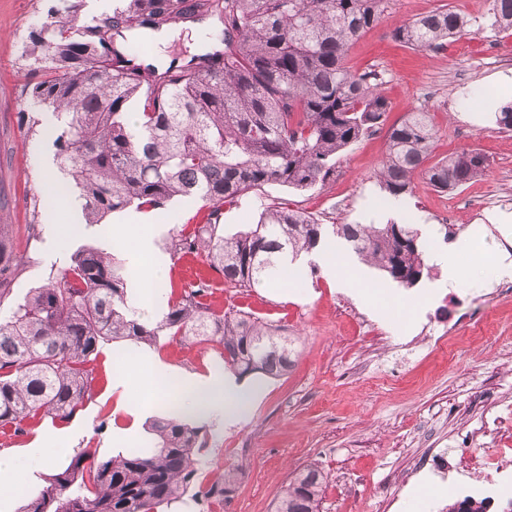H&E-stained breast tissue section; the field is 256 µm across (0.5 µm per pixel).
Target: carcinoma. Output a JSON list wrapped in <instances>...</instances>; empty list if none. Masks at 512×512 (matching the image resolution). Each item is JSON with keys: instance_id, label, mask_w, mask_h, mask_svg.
I'll use <instances>...</instances> for the list:
<instances>
[{"instance_id": "obj_1", "label": "carcinoma", "mask_w": 512, "mask_h": 512, "mask_svg": "<svg viewBox=\"0 0 512 512\" xmlns=\"http://www.w3.org/2000/svg\"><path fill=\"white\" fill-rule=\"evenodd\" d=\"M84 0H56L21 43L23 92L53 113L60 172L82 200L86 223L128 208L161 210L198 197L205 211L172 239L174 254H201L239 288L277 282L287 261L312 252L324 227L302 211L271 205L258 222L224 236V204L280 185L308 190L336 171L339 153L385 121L379 84L345 66L349 45L378 22L390 0H118L112 15L80 19ZM217 17V45L185 62L139 63L128 37L159 32L188 17ZM491 26L512 31V0H490ZM469 21L448 6L396 27L393 38L439 50ZM140 103L131 115L130 105ZM435 131L426 112L391 127L379 177L394 199L415 176L442 191L480 175L484 154L464 150L426 165ZM336 238L404 288L429 267L410 224H336ZM28 264L11 225L0 224V303ZM130 267L95 246L0 317V434L16 435L46 419L65 421L92 398L85 363L104 342L155 345L168 336L215 341L224 363L246 376L276 378L292 366L297 339L248 313L206 303L214 283L202 277L169 304L158 322L127 303ZM148 448L107 460L83 451L30 497L22 512H162L196 485L206 444L202 428L177 418L153 420ZM234 471L205 491L224 498ZM325 477L315 465L296 473L275 512H319ZM448 512H487L465 498Z\"/></svg>"}]
</instances>
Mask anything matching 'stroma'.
Returning <instances> with one entry per match:
<instances>
[{"label":"stroma","instance_id":"stroma-1","mask_svg":"<svg viewBox=\"0 0 512 512\" xmlns=\"http://www.w3.org/2000/svg\"><path fill=\"white\" fill-rule=\"evenodd\" d=\"M54 0H0V213L14 228L18 250L31 263L12 284L14 297L58 273L65 254L86 245L102 246L103 234L119 223L115 213L100 224H86L76 193L59 196L46 212L36 236L26 230V203L46 195L45 173L57 169L54 140L60 125L38 111L24 94L18 47L42 22ZM447 4L481 17L455 39L454 52L417 51L395 42L393 29ZM489 0H391L379 23L349 46L347 65L380 76L388 100L386 124L342 152L325 184L297 191L267 185L225 206V234L257 222L264 206L288 204L313 214L320 223L412 224L434 254L444 229L437 215L455 202L453 238L479 233L483 250L508 256L505 238L490 225L494 215L512 216V131L494 123L500 104L512 102V65L491 67L474 58L476 44L512 43V31L494 32L485 24ZM492 95H482V87ZM37 117L35 133L17 121L19 113ZM429 113L435 128L433 159L478 148L488 160L484 172L465 186L441 192L415 178L411 195L389 198L377 185L387 151L389 125L408 113ZM200 203L177 199L157 214L154 245L160 253ZM292 283L249 290L212 274L203 257H172L162 297L181 293L197 277H211L210 306L243 310L286 326L297 339L298 354L287 375H249L261 392L240 424H205L208 442L202 485L220 482L226 470H239L223 501L185 499L174 512H273V504L294 474L314 463L325 476L320 512H440L447 499L414 503V490L428 482L452 486L455 496L472 493L481 481L491 448H512V268L489 265L467 269L469 285L450 292L430 290L442 269L431 265L421 284L399 286L386 274L362 265L349 287H339L312 256L299 258ZM369 300H362V293ZM385 316H378L376 306ZM444 336L436 347L431 337ZM130 356H152L192 380L224 370L222 347L214 342L160 341L157 346L127 344ZM115 348L105 343L87 362L93 377L91 401L69 420L43 421L29 433L0 435V457L38 445L48 454L22 488H0V512H20L27 497L65 468L72 456L88 451L109 458L150 439L153 419L169 414L168 403L132 373L116 376ZM447 452V474L430 473L436 453ZM408 482L394 481L397 473Z\"/></svg>","mask_w":512,"mask_h":512}]
</instances>
